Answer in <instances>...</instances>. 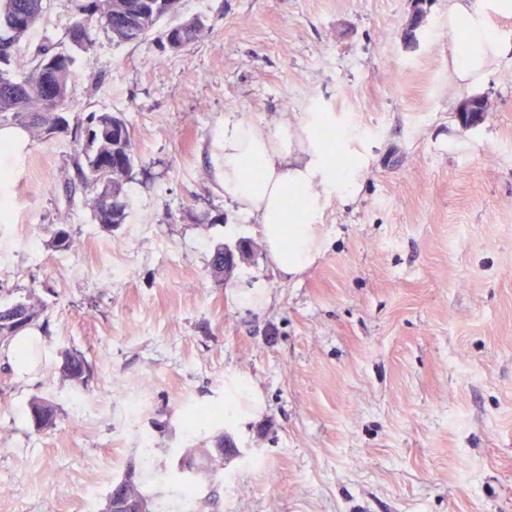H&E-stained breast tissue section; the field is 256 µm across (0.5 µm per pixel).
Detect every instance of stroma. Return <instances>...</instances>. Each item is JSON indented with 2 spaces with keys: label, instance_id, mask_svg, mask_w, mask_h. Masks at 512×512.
I'll return each mask as SVG.
<instances>
[{
  "label": "stroma",
  "instance_id": "1",
  "mask_svg": "<svg viewBox=\"0 0 512 512\" xmlns=\"http://www.w3.org/2000/svg\"><path fill=\"white\" fill-rule=\"evenodd\" d=\"M79 3L44 0L24 64L68 46ZM427 11L411 46V0H179L165 24L203 26L178 51L117 41L94 16L71 131L0 141V304L47 314L36 380L0 359V512H104L107 468L152 512H196L155 479L188 451L207 512H512V53L477 88L492 111L463 128L448 61L467 31L449 33L448 0ZM311 110L367 163L350 199L328 198L313 265L284 276L224 201L220 138L230 113ZM101 112L125 116L135 157L130 216L109 227L75 164ZM220 245L246 250L222 279ZM75 352L84 386L62 371ZM231 375L264 411L187 430ZM36 397L54 429L34 431ZM219 444L215 470L203 453ZM32 426L36 431L47 430L55 424L58 410L56 405L45 398H35L28 406Z\"/></svg>",
  "mask_w": 512,
  "mask_h": 512
}]
</instances>
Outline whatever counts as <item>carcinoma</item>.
Instances as JSON below:
<instances>
[{"label": "carcinoma", "mask_w": 512, "mask_h": 512, "mask_svg": "<svg viewBox=\"0 0 512 512\" xmlns=\"http://www.w3.org/2000/svg\"><path fill=\"white\" fill-rule=\"evenodd\" d=\"M101 0H85L78 6V18L70 28V48H59L52 44L40 46L36 64L31 72L19 78L22 82L21 95H13L0 84V124L20 126L56 125L57 119L72 110L71 80L76 54L89 53L92 42L87 31L89 17L100 12ZM177 0H111L107 26L112 35L123 42L137 41L152 32L159 22L176 10ZM43 0H0V80L5 75H17L16 57L20 40L40 20ZM17 16L24 19L22 27L11 30L3 28V19ZM201 21L197 18L183 25H170L162 35L169 36L175 46H185L196 36ZM123 123L125 119L110 113L93 114L89 118L87 149L84 160L77 162L85 187L103 192L105 198L95 204V217L100 224H123L130 213V197L125 189L127 178L114 180L109 177L112 162L121 160L128 170H133L134 156L131 140L122 132L113 131V122ZM46 309L25 301L0 305V345H9L19 331L38 322ZM63 370L77 383H84L88 364L77 354L66 355ZM32 426L36 431L47 430L55 424L58 410L56 405L45 398H35L28 406ZM224 408L210 407L192 419V425H210L222 420ZM140 502L150 510L151 500L128 474L112 485L108 495L106 512H129L133 503Z\"/></svg>", "instance_id": "carcinoma-1"}]
</instances>
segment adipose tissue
Masks as SVG:
<instances>
[{
	"mask_svg": "<svg viewBox=\"0 0 512 512\" xmlns=\"http://www.w3.org/2000/svg\"><path fill=\"white\" fill-rule=\"evenodd\" d=\"M512 17V0H449L448 26L467 21L465 45L452 60L461 85L477 86L490 64L512 51L496 38L491 15ZM323 113L312 112L297 122H247L234 115L224 118V199L260 224L266 255L283 274H298L321 251L320 228L326 197L349 191L352 181L340 177L330 153L318 135ZM256 164L260 181H252L247 164ZM260 394L236 377L224 391V422L247 421L259 412Z\"/></svg>",
	"mask_w": 512,
	"mask_h": 512,
	"instance_id": "1",
	"label": "adipose tissue"
}]
</instances>
